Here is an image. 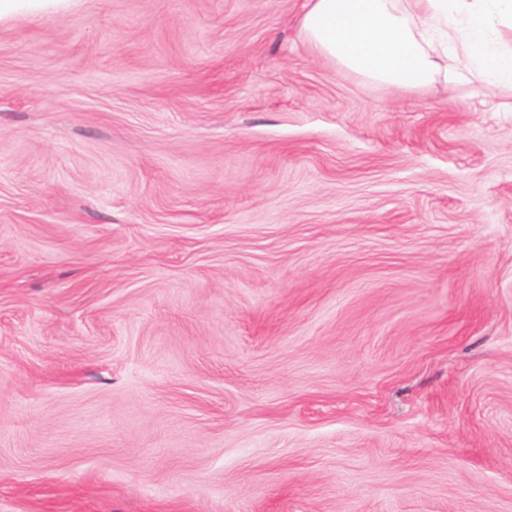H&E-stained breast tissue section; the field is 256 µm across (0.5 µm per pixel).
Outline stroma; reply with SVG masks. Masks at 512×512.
<instances>
[{
  "mask_svg": "<svg viewBox=\"0 0 512 512\" xmlns=\"http://www.w3.org/2000/svg\"><path fill=\"white\" fill-rule=\"evenodd\" d=\"M303 3L0 22V512H512V92Z\"/></svg>",
  "mask_w": 512,
  "mask_h": 512,
  "instance_id": "stroma-1",
  "label": "stroma"
}]
</instances>
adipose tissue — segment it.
I'll return each mask as SVG.
<instances>
[{"label": "adipose tissue", "instance_id": "ef3b65f1", "mask_svg": "<svg viewBox=\"0 0 512 512\" xmlns=\"http://www.w3.org/2000/svg\"><path fill=\"white\" fill-rule=\"evenodd\" d=\"M299 26L341 69L401 90L447 75L512 89V0H306Z\"/></svg>", "mask_w": 512, "mask_h": 512}]
</instances>
